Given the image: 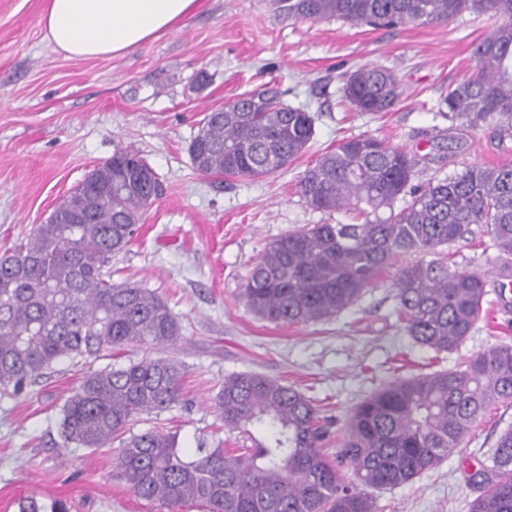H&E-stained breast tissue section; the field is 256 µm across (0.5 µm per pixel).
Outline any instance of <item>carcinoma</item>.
<instances>
[{
  "label": "carcinoma",
  "instance_id": "1",
  "mask_svg": "<svg viewBox=\"0 0 512 512\" xmlns=\"http://www.w3.org/2000/svg\"><path fill=\"white\" fill-rule=\"evenodd\" d=\"M290 19L331 17L353 25H447L464 12L508 23L477 42L480 73L448 91L438 111L462 128L494 123L512 136V0H275ZM343 96L359 112L393 109L402 97L389 69L351 72ZM314 116L262 85L211 110L188 153L196 171L263 177L288 169L314 137ZM417 161L370 136L345 138L297 179L305 203L356 212L357 224H312L270 242L243 296L276 324L326 322L357 302L379 275L397 268L394 299L413 342L436 353L459 349L485 314L488 280L450 270L441 248L475 224L512 270V166H474L413 188ZM162 185L142 157L117 151L25 240L0 255V390L17 395L56 364L97 359L116 347L174 345L179 318L155 291L112 282V259L133 240L143 209ZM183 373L166 358L90 370L59 411L58 446L104 448L137 414L179 403ZM512 404V345H498L431 374L394 379L357 404L336 457L313 400L254 372L224 378L215 399L224 428L269 437L233 452L199 448L186 458L169 433L130 436L115 470L134 496L162 512H378L373 492L414 482L438 467L499 405ZM492 466L469 512H512V427L500 433ZM350 468L354 481H347ZM68 502L18 501V512H69Z\"/></svg>",
  "mask_w": 512,
  "mask_h": 512
}]
</instances>
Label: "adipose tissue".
<instances>
[{"instance_id": "adipose-tissue-1", "label": "adipose tissue", "mask_w": 512, "mask_h": 512, "mask_svg": "<svg viewBox=\"0 0 512 512\" xmlns=\"http://www.w3.org/2000/svg\"><path fill=\"white\" fill-rule=\"evenodd\" d=\"M201 0H47L45 37L72 59L109 58L174 29Z\"/></svg>"}]
</instances>
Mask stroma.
Segmentation results:
<instances>
[{
  "mask_svg": "<svg viewBox=\"0 0 512 512\" xmlns=\"http://www.w3.org/2000/svg\"><path fill=\"white\" fill-rule=\"evenodd\" d=\"M45 0H0V253L24 239L98 164L118 150L144 157L164 192L143 214L127 249L112 261V280L156 291L179 317L183 339L162 356L184 371L180 404L139 414L126 434L176 435L196 448H248L225 429L214 398L226 376L256 372L314 400L335 455L351 410L391 379L453 369L459 358L512 345V308L486 297V317L459 351L419 347L395 313L394 269L351 307L318 324H273L254 315L243 289L264 247L310 224L349 223L306 205L300 172L341 139L369 135L415 156V184L474 166L512 164V138L491 125L452 129L437 112L448 90L475 76L474 42L504 23L466 12L450 25L395 29L336 18L295 20L272 0H201L179 28L112 57L67 58L45 39ZM363 65L390 69L403 91L388 112H358L343 98L347 75ZM271 84L285 103L315 116L308 150L287 171L264 178L203 175L188 147L206 112ZM451 269L493 277L496 254L480 232L448 249ZM128 346L96 361L53 366L21 395L0 394V512L19 498L62 497L71 512H158L115 476L122 445L58 448L59 405L89 368L146 357ZM512 407L486 415L460 448L413 484L376 493L378 512H468L473 477L490 466Z\"/></svg>",
  "mask_w": 512,
  "mask_h": 512,
  "instance_id": "stroma-1",
  "label": "stroma"
}]
</instances>
